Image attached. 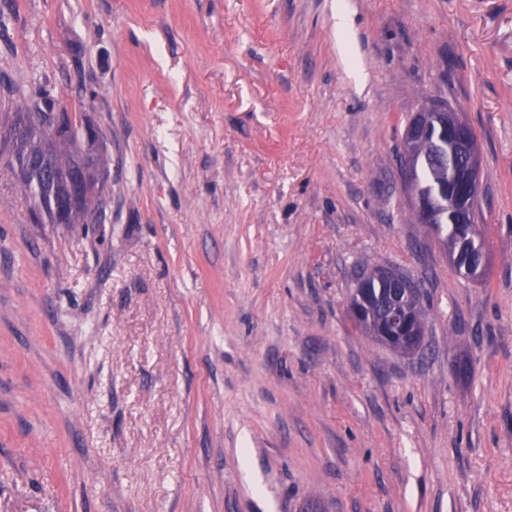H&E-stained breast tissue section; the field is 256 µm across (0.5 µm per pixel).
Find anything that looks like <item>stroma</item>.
<instances>
[{
    "mask_svg": "<svg viewBox=\"0 0 512 512\" xmlns=\"http://www.w3.org/2000/svg\"><path fill=\"white\" fill-rule=\"evenodd\" d=\"M351 28L336 34V7ZM0 114L100 129L107 221L0 165V512H512V0H0ZM477 134L487 279L418 223L421 107ZM422 284L423 354L355 330ZM376 275H377V278L380 277L384 281L388 282L392 286V288H395V287H394L393 281L390 278L396 279L399 282H401L400 277L395 272H391V273L387 272L386 274H384V272H382V271H377ZM377 278L374 275V273H371L368 275L363 273L362 275H360L358 281L360 280V283L365 284L366 288H360L361 284H358L357 288L354 289V291L351 295L350 302L351 303L358 302V292L361 296L367 297L369 299H374V300H376L379 293L384 294V291L389 292L390 288H386L387 284L382 279L377 280Z\"/></svg>",
    "mask_w": 512,
    "mask_h": 512,
    "instance_id": "obj_1",
    "label": "stroma"
}]
</instances>
